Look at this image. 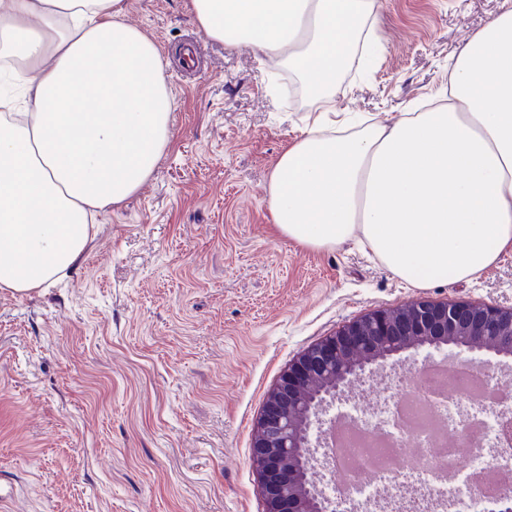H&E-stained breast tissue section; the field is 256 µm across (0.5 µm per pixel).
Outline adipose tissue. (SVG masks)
Returning a JSON list of instances; mask_svg holds the SVG:
<instances>
[{"label": "adipose tissue", "mask_w": 512, "mask_h": 512, "mask_svg": "<svg viewBox=\"0 0 512 512\" xmlns=\"http://www.w3.org/2000/svg\"><path fill=\"white\" fill-rule=\"evenodd\" d=\"M202 32L288 65L331 102L378 0H191ZM125 0H0V57L24 110L0 121V293L76 268L94 215L133 196L171 143L157 44ZM269 207L312 249L357 240L417 288L468 281L512 249V0L458 52L448 101L388 124L321 112L277 160Z\"/></svg>", "instance_id": "ef3b65f1"}]
</instances>
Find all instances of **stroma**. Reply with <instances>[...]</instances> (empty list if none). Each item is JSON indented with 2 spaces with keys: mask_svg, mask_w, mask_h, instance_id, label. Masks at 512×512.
<instances>
[{
  "mask_svg": "<svg viewBox=\"0 0 512 512\" xmlns=\"http://www.w3.org/2000/svg\"><path fill=\"white\" fill-rule=\"evenodd\" d=\"M503 0H383L378 50L350 61L336 112L385 122L448 90ZM167 61L171 146L100 211L78 267L0 296L5 512H263L250 452L268 391L342 324L415 299L512 305V251L475 278L416 288L356 244L281 235L270 175L319 105L285 66L198 30L189 0H126Z\"/></svg>",
  "mask_w": 512,
  "mask_h": 512,
  "instance_id": "35a3bbf8",
  "label": "stroma"
}]
</instances>
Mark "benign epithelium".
Wrapping results in <instances>:
<instances>
[{
	"label": "benign epithelium",
	"instance_id": "obj_1",
	"mask_svg": "<svg viewBox=\"0 0 512 512\" xmlns=\"http://www.w3.org/2000/svg\"><path fill=\"white\" fill-rule=\"evenodd\" d=\"M448 345L511 359L512 306L420 299L371 311L301 352L267 393L254 425L251 463L264 512H337L312 465L321 447L322 436L314 435L320 416L370 366L395 367L409 350ZM485 504V512H512V492Z\"/></svg>",
	"mask_w": 512,
	"mask_h": 512
}]
</instances>
